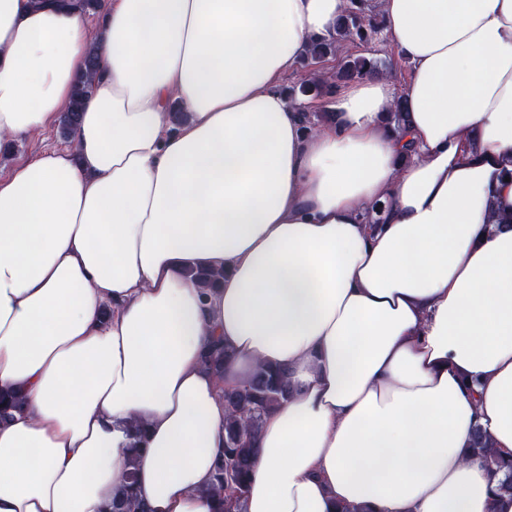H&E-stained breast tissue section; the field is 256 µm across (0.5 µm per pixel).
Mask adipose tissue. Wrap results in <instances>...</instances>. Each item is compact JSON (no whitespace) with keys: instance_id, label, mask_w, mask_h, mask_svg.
Returning a JSON list of instances; mask_svg holds the SVG:
<instances>
[{"instance_id":"1","label":"adipose tissue","mask_w":512,"mask_h":512,"mask_svg":"<svg viewBox=\"0 0 512 512\" xmlns=\"http://www.w3.org/2000/svg\"><path fill=\"white\" fill-rule=\"evenodd\" d=\"M364 2L403 92L292 100L347 0H108L92 33L0 0V140L100 70L71 145L0 178V512H109L136 421L149 512H220L223 392L261 363L294 394L243 512H512L466 455L478 427L512 454V0ZM230 358V351L224 344L217 340L211 343L203 356L204 367L215 376H221L224 369V361Z\"/></svg>"}]
</instances>
